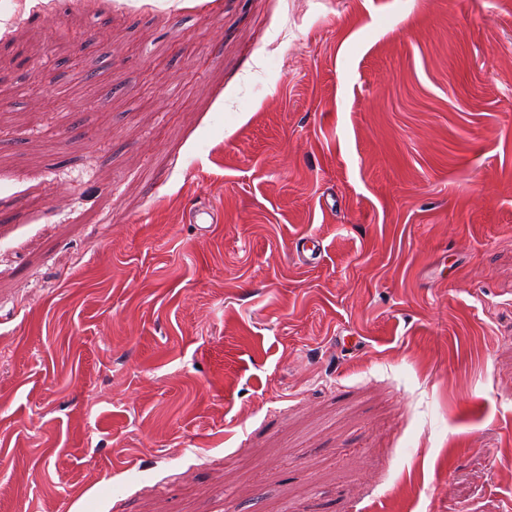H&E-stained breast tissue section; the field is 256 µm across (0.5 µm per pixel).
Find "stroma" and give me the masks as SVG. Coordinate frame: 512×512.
I'll return each instance as SVG.
<instances>
[{
    "instance_id": "35a3bbf8",
    "label": "stroma",
    "mask_w": 512,
    "mask_h": 512,
    "mask_svg": "<svg viewBox=\"0 0 512 512\" xmlns=\"http://www.w3.org/2000/svg\"><path fill=\"white\" fill-rule=\"evenodd\" d=\"M51 2L0 0V512L512 506V0Z\"/></svg>"
}]
</instances>
